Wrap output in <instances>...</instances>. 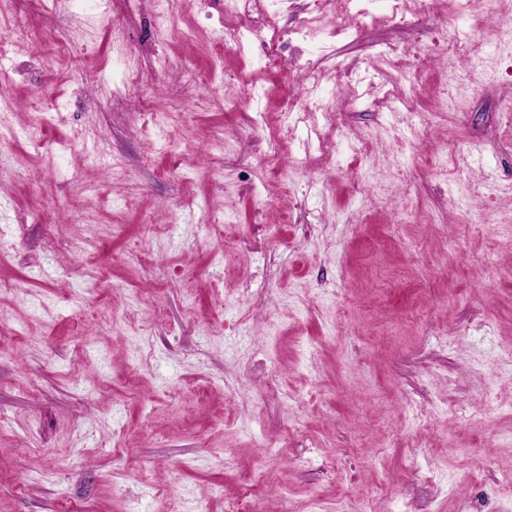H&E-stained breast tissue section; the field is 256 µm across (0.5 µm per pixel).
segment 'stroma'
Masks as SVG:
<instances>
[{
	"mask_svg": "<svg viewBox=\"0 0 512 512\" xmlns=\"http://www.w3.org/2000/svg\"><path fill=\"white\" fill-rule=\"evenodd\" d=\"M224 2L0 0V512H512V0Z\"/></svg>",
	"mask_w": 512,
	"mask_h": 512,
	"instance_id": "obj_1",
	"label": "stroma"
}]
</instances>
